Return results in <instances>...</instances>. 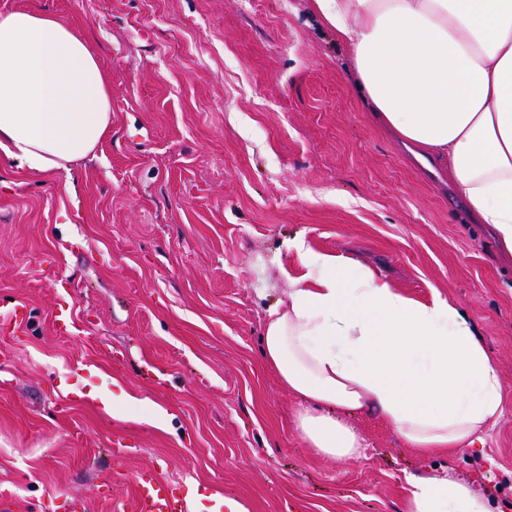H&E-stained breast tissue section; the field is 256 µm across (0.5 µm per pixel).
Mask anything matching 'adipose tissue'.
<instances>
[{
  "label": "adipose tissue",
  "mask_w": 512,
  "mask_h": 512,
  "mask_svg": "<svg viewBox=\"0 0 512 512\" xmlns=\"http://www.w3.org/2000/svg\"><path fill=\"white\" fill-rule=\"evenodd\" d=\"M351 53L378 118L444 160L478 223L512 250V0H312ZM112 85L82 30L48 12H0V150L69 171L112 126ZM305 273L273 306L262 356L298 401L301 438L361 455L348 417L376 414L420 456L483 441L503 413L473 322L441 297L401 294L369 268L298 245ZM405 512H487L468 483L407 475Z\"/></svg>",
  "instance_id": "obj_1"
}]
</instances>
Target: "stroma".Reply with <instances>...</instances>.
Wrapping results in <instances>:
<instances>
[{
	"label": "stroma",
	"mask_w": 512,
	"mask_h": 512,
	"mask_svg": "<svg viewBox=\"0 0 512 512\" xmlns=\"http://www.w3.org/2000/svg\"><path fill=\"white\" fill-rule=\"evenodd\" d=\"M83 28L112 128L70 173L0 151V495L25 512H128L152 470L249 512H404L405 477L512 512V254L447 166L378 124L311 0H0ZM472 319L504 413L480 448L423 457L373 414L358 460L308 448L261 354L296 243ZM72 311L69 335L53 322ZM71 377L70 389L54 377Z\"/></svg>",
	"instance_id": "obj_1"
}]
</instances>
